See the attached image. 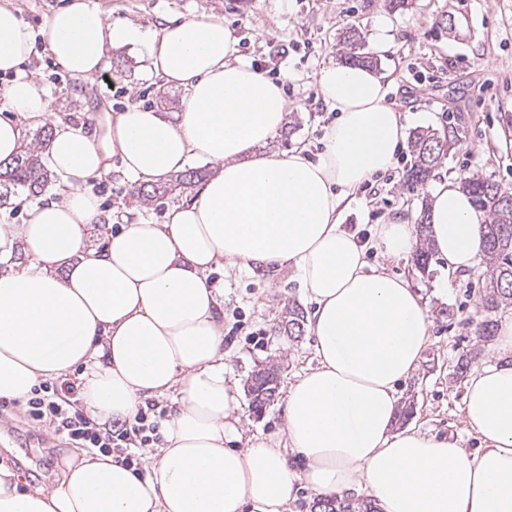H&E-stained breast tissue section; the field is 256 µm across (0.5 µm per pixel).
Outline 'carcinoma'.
Instances as JSON below:
<instances>
[{"instance_id": "cac0c4a2", "label": "carcinoma", "mask_w": 512, "mask_h": 512, "mask_svg": "<svg viewBox=\"0 0 512 512\" xmlns=\"http://www.w3.org/2000/svg\"><path fill=\"white\" fill-rule=\"evenodd\" d=\"M343 42L349 49L344 59L352 64H374L373 58L360 52V31L350 26L343 32ZM47 131L32 137L24 136L16 154L7 162L0 161V206L13 198L32 199L48 182L49 174L36 151V142L45 140ZM457 139L456 130L443 133L417 131L411 140L414 162L407 175L411 189L423 187L431 173L448 155ZM464 188L471 194L478 211L484 216L480 225L484 238L487 271L483 283L481 304L493 313L512 305V191L491 179H469ZM276 376L270 371L255 374L250 386L253 403L262 410L276 392ZM314 512H376L370 501H350L321 496L314 501Z\"/></svg>"}]
</instances>
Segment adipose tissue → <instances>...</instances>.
Instances as JSON below:
<instances>
[{"label":"adipose tissue","mask_w":512,"mask_h":512,"mask_svg":"<svg viewBox=\"0 0 512 512\" xmlns=\"http://www.w3.org/2000/svg\"><path fill=\"white\" fill-rule=\"evenodd\" d=\"M51 57L73 78L109 65L115 47L144 46L147 70L182 88L184 107L100 112L93 131L55 119L46 149L57 196L29 202L27 221L0 225V399L26 401L41 382L79 371L83 403L100 422L128 424L146 399L177 392L147 471L114 455L64 459L56 485H24L0 461V512H288L306 488L343 497L364 488L381 512H512V315L501 318L497 364L466 387L465 417L481 446L394 430L396 388L430 342L422 296L386 265L405 258L416 226L398 216L368 237L344 227V203L395 163L407 126L386 100L384 75L337 63L319 75L334 121L324 149L267 144L287 121L284 87L239 53L233 29L211 16L169 20L156 32L108 22L93 0H68L45 29ZM34 43L0 0V160L22 121L53 119L45 86L25 70ZM120 156L151 182L193 159L216 170L166 220H136L95 243L89 178ZM483 216L460 180L430 194L429 238L447 271L483 253ZM382 264L370 263V254ZM225 266L292 268L312 305L307 331L318 364L285 399L286 444L247 439L239 383L224 370V300L210 279ZM301 468H294L293 458Z\"/></svg>","instance_id":"ef3b65f1"}]
</instances>
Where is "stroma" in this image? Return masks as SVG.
<instances>
[{
  "mask_svg": "<svg viewBox=\"0 0 512 512\" xmlns=\"http://www.w3.org/2000/svg\"><path fill=\"white\" fill-rule=\"evenodd\" d=\"M109 20L128 21L157 30L164 19L206 14L224 19L239 40L241 53L262 71L278 69L285 79L291 111L285 128L269 144L285 152L307 144L322 149L323 128L333 120L319 93V74L342 62V32L356 25L362 50L375 54L376 69L390 83L387 100L401 112L409 131L453 127L458 140L437 172L448 178L492 179L512 189V0H413L404 11L391 12L383 0H95ZM389 48L375 50L377 36ZM143 50L125 46L112 51L109 76L128 94L113 96L99 78L78 80L68 75L47 51H34L27 72L44 83L52 110L76 125L92 126L104 106L120 112L132 105L167 112L183 109L184 91L163 85L142 67ZM414 157L402 148L390 182H379V197L361 188L345 213L348 226L367 234L374 225L399 214L417 221L429 202L425 189L404 183ZM89 188L100 204V220L93 228L97 242L133 218L162 223L168 207L188 201L199 190L192 184L183 193L139 199L141 186L113 161L108 173L90 178ZM418 289L430 317V343L415 373L398 385V407H412L409 418H397V428L457 439L461 448L480 446L464 414L465 378L456 365L463 351L477 350L469 372L495 364L490 343L476 333L484 319L480 295L485 263L464 274H445L439 260L428 270L414 257L391 264ZM224 290V366L239 379L242 427L271 445L284 442L285 402L289 386L317 365L309 335L291 337L284 330L288 311H309L306 293L289 269L255 272L228 267L214 273ZM447 289H440V280ZM277 377V395L262 411H255L249 392L258 371ZM74 450L45 426L27 417L25 403L0 399V457L10 460L32 485H52L59 465Z\"/></svg>",
  "mask_w": 512,
  "mask_h": 512,
  "instance_id": "obj_1",
  "label": "stroma"
}]
</instances>
